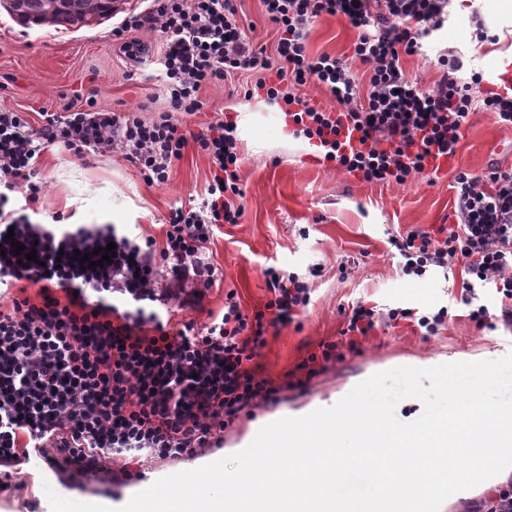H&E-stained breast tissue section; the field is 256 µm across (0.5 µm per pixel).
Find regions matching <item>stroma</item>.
<instances>
[{"mask_svg": "<svg viewBox=\"0 0 512 512\" xmlns=\"http://www.w3.org/2000/svg\"><path fill=\"white\" fill-rule=\"evenodd\" d=\"M116 6L117 17L68 30L51 24L25 27L0 8V109L34 115L94 106L123 113L145 103L152 111L163 110L165 91L155 57L131 62L112 39L113 27L143 13L148 2L117 0ZM450 12L447 27L425 39L420 54L403 59L406 73L421 86L433 84L439 56L452 51L463 58L459 76L465 81L475 72L489 74L501 59L512 58V11L500 9L498 0H452ZM476 13L490 35L483 43L476 40L471 22ZM355 38V30L321 17L310 25L307 44L314 54L346 56ZM253 85V79L244 76L207 85L200 93L204 114L185 119L191 130L200 120L235 121L244 214L239 223L220 225L209 245L208 255L221 278L205 298L204 312L173 307L172 323L190 318L205 322L207 311H222L224 294L230 290L246 311L262 307L269 298L263 275L268 266L300 275L321 267L299 325L267 336L260 363L265 375L278 379L317 343L339 339L344 313L354 302H368L383 313L415 309L425 314L445 307L453 319L428 338L406 321L378 329L360 353L330 364L305 388L282 392L278 403L241 416L225 429L223 447L208 455L143 460L142 481L116 483L103 475L83 476L68 482L67 495L105 498L120 507L155 480L195 468L207 457L223 458L226 449H243L260 426L332 404L375 373L400 366L492 360L512 352V333L474 332L466 318L468 308L459 301L460 268L433 270L421 278L405 276L389 244L392 236L414 227L431 228L452 213L453 174L405 185L357 180L319 161V147L295 136L291 117L265 93L246 96ZM457 157L458 170L474 175L493 165L512 166V129L496 124L489 112H473ZM39 176L44 188L31 221L59 233L76 222L160 241L171 209L201 205L212 167L203 152L190 147L174 162L166 183L150 186L121 153L102 149L80 158L54 144L39 158ZM43 479V473L32 470L23 494L0 492V512H47Z\"/></svg>", "mask_w": 512, "mask_h": 512, "instance_id": "1", "label": "stroma"}]
</instances>
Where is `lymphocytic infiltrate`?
<instances>
[{
	"label": "lymphocytic infiltrate",
	"mask_w": 512,
	"mask_h": 512,
	"mask_svg": "<svg viewBox=\"0 0 512 512\" xmlns=\"http://www.w3.org/2000/svg\"><path fill=\"white\" fill-rule=\"evenodd\" d=\"M452 0H260L278 38L273 49L247 38L241 0H151L139 16L112 30L123 52L140 59L149 43L126 40L132 29L164 36L158 63L167 106L151 120L139 109L67 114L44 112L39 124L27 113L0 110V286L25 281L36 298L16 297L0 308V491L21 492L31 456L69 477L105 473L139 480L142 459H178L221 447L224 430L241 415L277 403L300 389L346 352L361 348L377 327L402 320L425 336L445 325L448 309L419 315L408 309L380 312L367 302L346 313L343 342H322L282 380L265 376L258 359L269 330L298 322L311 300V284L296 273L266 268L270 294L262 309L246 314L235 293L205 324L170 328L162 310L173 302L198 309L217 280L206 255L214 229L238 223L243 208L236 126L216 121L193 135L181 132L179 115L204 108L202 87L238 75L255 77L256 89L288 107L297 134L316 141L323 159L353 177L402 185L427 177L430 156L456 154L476 109L512 128V93L482 90V79L462 81L461 56H440L439 77L422 87L402 59L420 53L424 39L448 23ZM329 16L356 31L350 58L311 54L308 28ZM366 68L365 99H358L351 60ZM277 80L265 81L267 72ZM315 84L332 104L320 107L298 96ZM61 144L75 155L86 148L124 152L150 185L168 181L188 144L203 151L212 179L199 209H172L163 241L132 242L116 232L55 234L11 218L10 194L26 204L42 192L33 177L45 146ZM453 219L391 238L404 275L461 266V301L477 330L512 331V167L454 177ZM37 253L21 265L12 248ZM115 243L104 266H81L76 254ZM491 287L493 305H474L476 290ZM120 294L121 303L108 302Z\"/></svg>",
	"instance_id": "f902f5d3"
}]
</instances>
